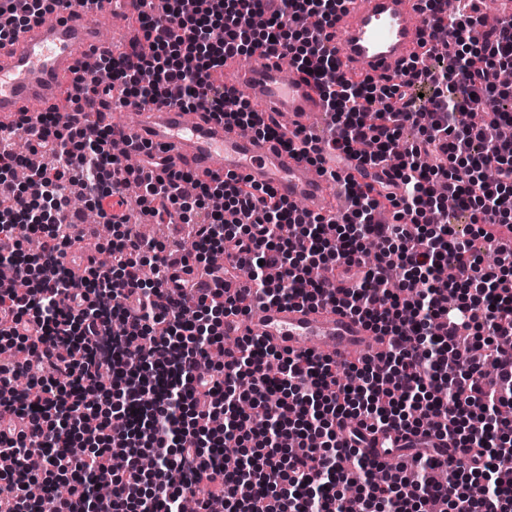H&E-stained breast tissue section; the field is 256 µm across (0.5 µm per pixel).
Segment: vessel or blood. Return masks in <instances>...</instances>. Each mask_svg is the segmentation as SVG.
Masks as SVG:
<instances>
[{
  "label": "vessel or blood",
  "instance_id": "1",
  "mask_svg": "<svg viewBox=\"0 0 512 512\" xmlns=\"http://www.w3.org/2000/svg\"><path fill=\"white\" fill-rule=\"evenodd\" d=\"M138 0H65L51 20L0 44V128H14L21 115L37 118L71 85L75 66L130 52L138 33L131 23ZM110 32L111 43L101 39ZM431 32L418 0H346L345 10L329 31L339 77L377 80L395 77L401 62L421 54ZM224 86L247 98L257 111L279 123L280 139L243 136L232 124L204 112L176 105L134 106V122L124 127L127 140L149 145L160 167L189 171L209 180L227 174L271 187L288 201L326 217L344 206L331 182L303 156L297 131L322 112L323 100L311 79L287 61L255 53L250 65H224ZM250 336L276 350L327 355L339 361L374 357L388 348L387 337L351 314L330 305L319 307L257 304L244 315L224 318L225 340ZM428 445L442 458L458 457L448 439L401 434L386 429L376 441L363 443L361 454L384 461Z\"/></svg>",
  "mask_w": 512,
  "mask_h": 512
}]
</instances>
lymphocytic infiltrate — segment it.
<instances>
[{
  "instance_id": "f902f5d3",
  "label": "lymphocytic infiltrate",
  "mask_w": 512,
  "mask_h": 512,
  "mask_svg": "<svg viewBox=\"0 0 512 512\" xmlns=\"http://www.w3.org/2000/svg\"><path fill=\"white\" fill-rule=\"evenodd\" d=\"M58 0H0V42L53 12ZM162 15L140 13L149 53L107 58L108 81L75 74L67 112L49 109L27 141L30 168L51 195L56 220L37 222L34 199L0 188V259L18 279L40 266L37 285L0 292L6 334L26 364L0 365V417L18 415L24 430H0V457L11 465L0 512H19L30 482L66 478L67 497L53 512H181L184 493L199 491L197 512L212 500L225 512H512V17L447 15L443 0H425L446 53L424 45L399 79L336 77L333 50L319 33L334 26L344 0H164ZM263 51L311 74L331 121L330 139L306 133L303 154L323 166L340 159L357 169L343 186L345 213L327 219L300 210L268 187L228 175L204 181L190 173L154 177L112 155L113 129L96 118L104 103H174L204 109L219 121L273 128L244 98L215 84L229 58ZM428 96H420L421 87ZM418 136L402 141L405 129ZM403 150L393 154L394 141ZM369 183H359V176ZM142 183V211L153 223L174 221L175 205L197 199L195 248L204 286L187 304L188 284L169 273L163 244L142 237L121 213L103 216L116 229V263L97 266L75 287L68 248L75 224L68 187L101 201ZM469 213L471 238L460 237L435 185ZM394 221L380 223L382 204ZM32 236L38 254H24ZM378 253L367 261L363 245ZM235 243L249 254L252 291L224 294V271L207 263ZM495 261L483 265L478 245ZM357 267L358 285L338 294L310 280L308 260ZM152 277H144L143 267ZM334 304L390 336L375 358L341 364L241 339L230 359L212 361L224 342L211 317L247 313L253 303ZM32 375L37 395L16 388ZM223 415L224 426L212 425ZM434 434L461 448L446 464L435 451L415 452L384 482L376 461L355 455L342 465V440L362 441L384 428ZM93 448H76L75 432ZM244 449L234 469L227 444ZM110 474L111 493L84 491L91 474ZM361 491L347 497L346 487Z\"/></svg>"
}]
</instances>
